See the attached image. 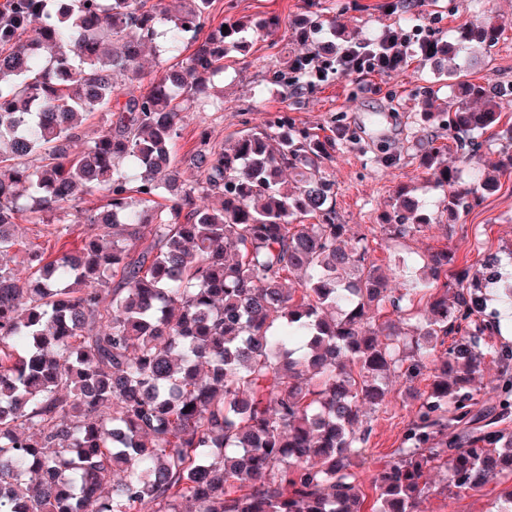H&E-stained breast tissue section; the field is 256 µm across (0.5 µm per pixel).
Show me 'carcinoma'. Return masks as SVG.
<instances>
[{"mask_svg": "<svg viewBox=\"0 0 512 512\" xmlns=\"http://www.w3.org/2000/svg\"><path fill=\"white\" fill-rule=\"evenodd\" d=\"M213 5L0 0V512H418L433 472L452 496L495 484L494 512H512V347L493 342L500 313L488 310L492 297L512 307V273L494 257L459 268L440 248L400 259L425 272L389 286L368 235L336 210L330 169L357 138L342 119L321 135L281 112L221 146L204 128L183 177L182 109H214L224 58L280 29L277 16L215 26ZM437 7L383 0L403 23L367 33L308 0L288 21L308 51L274 72L298 106L337 75L430 68L414 119L448 131L459 161L417 140L413 159L442 196L431 209L396 186L385 235L456 224L496 193L480 170L488 132L512 173V80L464 69L505 27L474 5L448 37H419ZM147 50L177 63L150 77ZM96 112L108 128L70 154ZM96 190L103 203L80 207ZM66 205L98 233L76 252L27 250L21 280L12 226L51 224ZM489 365L498 384L481 398ZM392 374L429 384L370 500L364 417L389 403Z\"/></svg>", "mask_w": 512, "mask_h": 512, "instance_id": "1", "label": "carcinoma"}]
</instances>
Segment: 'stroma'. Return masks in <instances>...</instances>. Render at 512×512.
Instances as JSON below:
<instances>
[{
  "label": "stroma",
  "instance_id": "1",
  "mask_svg": "<svg viewBox=\"0 0 512 512\" xmlns=\"http://www.w3.org/2000/svg\"><path fill=\"white\" fill-rule=\"evenodd\" d=\"M382 0H321L326 15L348 26H362L381 30L399 22L398 16L387 15L380 8ZM304 0H216L213 6L215 21L247 16L264 18L273 15L281 20L299 12ZM481 11L487 16L507 22L503 38L491 52L478 55L468 69L469 79H512V0H482ZM289 40L287 28L272 36L258 35L253 39L247 55L230 54L225 60L222 79L216 80L214 97L218 110L198 112L186 109L179 123L176 154L187 159L192 154L201 129H209L215 143L234 132L262 126L277 113H292L297 125L310 128L327 126L331 119L340 117L368 144L361 154L344 148L336 154L331 167L336 182V208L342 223L352 232L363 233L378 226L387 208L392 191L397 185L414 186L418 195L428 204H435L441 196L411 159L409 143L421 137L422 132L412 123V109L424 85L423 72L417 64H410L400 74H372L351 81L336 77L319 86L304 99L300 108H293L285 90L272 81L274 70L281 64V49ZM263 86L262 103L250 102L254 86ZM385 113L382 129H374L375 113ZM388 149L403 156L398 168L382 173L375 157L380 149ZM501 188L487 197L458 224H435L421 232L406 236L387 237L379 234L370 241L371 255L377 265L394 267L399 258L414 254L424 255L438 248L455 251L458 266H475L488 255L502 260L503 271H512V177H501ZM48 224L19 221L16 237L29 246L47 249L49 253L73 252L82 247L93 225H72L71 233L55 239ZM426 377H418L413 384L393 378L394 395L388 405L367 417L370 434L364 446L367 467H375L379 460L389 459L402 446L404 428L413 416L408 388L425 389ZM429 491L420 505L422 512H490L498 489L488 485L477 495H449L441 476L431 475Z\"/></svg>",
  "mask_w": 512,
  "mask_h": 512
}]
</instances>
